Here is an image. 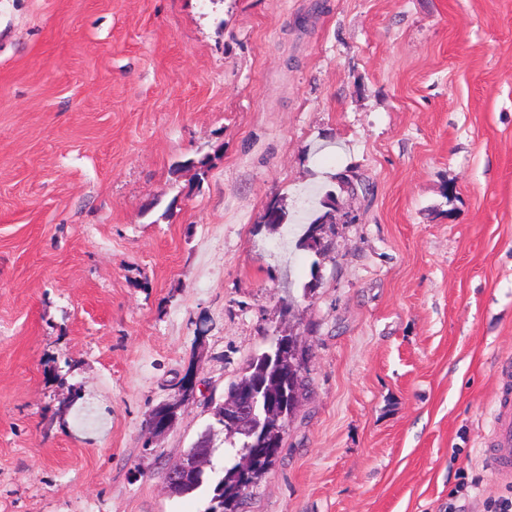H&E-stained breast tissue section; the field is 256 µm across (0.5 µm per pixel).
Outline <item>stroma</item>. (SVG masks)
<instances>
[{"mask_svg":"<svg viewBox=\"0 0 512 512\" xmlns=\"http://www.w3.org/2000/svg\"><path fill=\"white\" fill-rule=\"evenodd\" d=\"M288 328L307 386L241 512L512 486V0H0V512H205L163 465ZM319 205L320 208L316 210L308 222V227L301 239L300 246L321 256L324 255L327 247L321 244L317 236V231L321 230L327 224L329 226L333 225L331 219L333 218L332 213L337 210L336 195L332 191L327 192L320 200ZM488 461L502 478L512 479V414L498 416L487 440Z\"/></svg>","mask_w":512,"mask_h":512,"instance_id":"1","label":"stroma"}]
</instances>
